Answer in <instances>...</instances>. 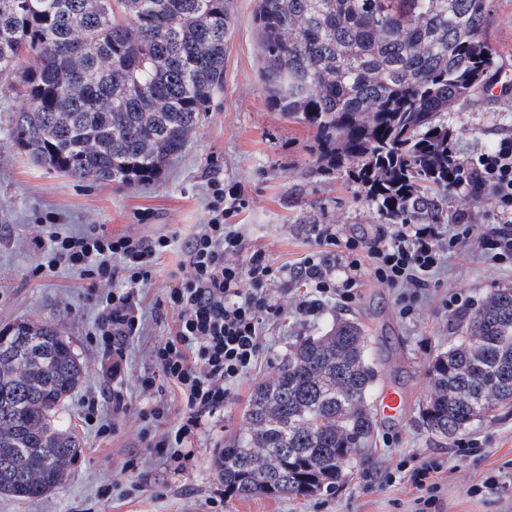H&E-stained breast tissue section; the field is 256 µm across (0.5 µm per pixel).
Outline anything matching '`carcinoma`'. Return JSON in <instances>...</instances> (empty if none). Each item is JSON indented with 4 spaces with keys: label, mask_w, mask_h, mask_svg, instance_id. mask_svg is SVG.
I'll return each instance as SVG.
<instances>
[{
    "label": "carcinoma",
    "mask_w": 512,
    "mask_h": 512,
    "mask_svg": "<svg viewBox=\"0 0 512 512\" xmlns=\"http://www.w3.org/2000/svg\"><path fill=\"white\" fill-rule=\"evenodd\" d=\"M489 0H258L272 108L311 127L307 172L344 173L390 224H443L459 186L445 115L484 88ZM227 0H0V81L23 100L8 134L77 180L136 187L185 148L224 87ZM36 56L39 67H23ZM362 323L295 344L253 391L216 458L242 497L330 490L372 452L377 371ZM85 368L51 325L0 331V494L42 496L81 453L57 413ZM422 422L450 439L512 404V288L488 295L428 364Z\"/></svg>",
    "instance_id": "obj_1"
}]
</instances>
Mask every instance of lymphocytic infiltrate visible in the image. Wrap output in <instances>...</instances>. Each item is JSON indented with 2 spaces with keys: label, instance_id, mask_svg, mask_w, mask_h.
Masks as SVG:
<instances>
[{
  "label": "lymphocytic infiltrate",
  "instance_id": "1",
  "mask_svg": "<svg viewBox=\"0 0 512 512\" xmlns=\"http://www.w3.org/2000/svg\"><path fill=\"white\" fill-rule=\"evenodd\" d=\"M471 169L492 186L498 201L497 222L484 235L482 249L495 262L512 265V138L501 140L495 150L472 162ZM208 190V221L180 243L185 255L180 285L164 295L177 314L174 328L151 350L153 372L137 379L142 391L150 392L157 378H164L180 394L183 411L175 432L148 440L149 447L179 470L193 459L192 443L206 420L223 412L228 391L251 371L263 351L265 322L281 314L268 288L272 267L265 253L254 251L245 270L233 260L242 237L224 218L228 207H239V199H226L224 182L216 177L209 179ZM312 232L320 250L290 271L307 288L296 305L299 315H315L331 300L351 303L361 285V270L367 267L381 284L403 288L400 313L407 318L415 313L444 257L463 247L473 226L462 212L449 226L395 224L389 235L369 241L339 239L332 224L314 225ZM29 243L40 256L36 275L73 271L87 280L88 296L98 310L95 343L111 377H118L129 342L142 334L141 290L160 255L177 244L174 238L147 240L96 228L65 234L49 223L37 225ZM336 243L342 246L339 255L323 254V246ZM116 280L123 281V288H113ZM396 468L406 471L418 491L410 512H436L443 489L442 462L425 458L411 465L399 462Z\"/></svg>",
  "mask_w": 512,
  "mask_h": 512
}]
</instances>
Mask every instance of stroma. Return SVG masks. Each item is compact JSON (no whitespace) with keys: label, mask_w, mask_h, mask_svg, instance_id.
<instances>
[{"label":"stroma","mask_w":512,"mask_h":512,"mask_svg":"<svg viewBox=\"0 0 512 512\" xmlns=\"http://www.w3.org/2000/svg\"><path fill=\"white\" fill-rule=\"evenodd\" d=\"M227 9L231 23L224 39V89L183 152L145 187L80 182L38 166L5 134L22 100L10 86L0 84V329L23 319L55 325L86 367L82 384L59 417L61 427L82 441L66 480L38 498L0 495V512H205L208 497L224 488L215 468L218 451L245 430L244 413L254 387L276 374L292 345L325 333L341 317L363 324L377 370L372 399L380 401L389 389L398 391L404 403L399 416H377L372 453L335 490L288 497L228 495L223 512H407L415 488L408 480L388 483L384 477L399 460L410 457L442 461L441 512H512V410L497 411L447 441L428 431L421 417L431 394L427 366L469 319L465 313H448L443 306L448 294L460 292L476 308L494 289L512 287V267L496 265L481 248L483 232L497 221V201L488 191L467 210L473 233L460 253L444 259L414 319L401 316L398 289L366 273L352 303L343 307L328 302L318 316L305 320L294 313L303 286L273 277L285 316L265 325V348L255 368L229 391L223 415L196 439L194 462L180 472L148 448L147 437L162 428L142 418L156 398L168 404L170 418H177V389L164 382L152 397L135 385L137 376L152 371L149 352L173 326V313L161 300L179 284L174 272L183 255L177 249L162 254L142 290L143 332L127 350L122 377L128 410L116 417L111 403L102 402L100 416L112 425L106 437L99 435L96 424L85 421V401L99 395L108 380L91 338L96 310L78 273L32 277L39 257L28 237L45 216H56L65 234L96 225L115 235L184 237L205 223L207 182L218 175L225 189L240 193L244 201L228 218L242 232L237 260L243 266L257 250L266 253L273 268L296 266L316 248L310 233L315 224L336 225L343 238H371L387 229L357 185L339 174H307L311 129L271 108L263 91L257 0H228ZM488 35L496 64L487 80L512 85V0H490ZM448 123L455 131L457 160H477L501 139L512 137V89L484 92L464 109L449 113ZM471 439L479 442L481 454L462 455L460 443ZM490 475L499 482L493 491L481 486ZM133 477L142 479L144 491L123 495Z\"/></svg>","instance_id":"1"}]
</instances>
